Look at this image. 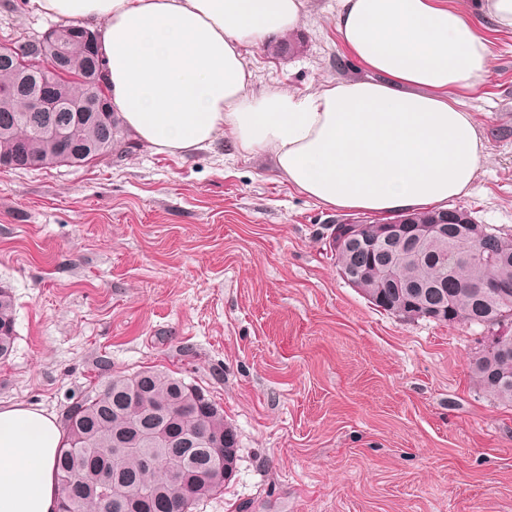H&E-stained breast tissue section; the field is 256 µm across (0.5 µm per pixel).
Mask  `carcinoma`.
<instances>
[{"mask_svg": "<svg viewBox=\"0 0 512 512\" xmlns=\"http://www.w3.org/2000/svg\"><path fill=\"white\" fill-rule=\"evenodd\" d=\"M42 58L53 59L56 47L46 40L29 46ZM27 46H0V157L12 169H28L58 163L71 150L72 165L83 166L112 156L114 127L100 121L99 113L83 112L67 119L70 140L59 150L37 135L28 119L24 95L5 91L16 87L24 67ZM68 64L61 72H48L62 92L73 93L80 81L104 62L99 49L69 38L65 45ZM484 225L461 231L448 225V244L419 267L401 266L386 296L385 312L395 317L415 299L423 287H435L448 295L446 323H464L480 329L487 338L508 328L502 343L512 346V293L501 300L478 295L479 284L488 280L512 282V233ZM503 258L495 265L478 266L472 253L482 248ZM14 299L0 288V359L9 356L15 341ZM512 363L496 359L484 347L469 362L470 377L487 398L512 406V381L498 377ZM230 427L223 408L202 398L196 386L160 369L148 368L118 375L103 389H92L67 409L65 443L55 458L61 485L59 512H191L193 505L224 491L212 478L214 449L224 444ZM132 452L118 460L103 449L112 446ZM154 453L158 466L142 464V455Z\"/></svg>", "mask_w": 512, "mask_h": 512, "instance_id": "carcinoma-1", "label": "carcinoma"}]
</instances>
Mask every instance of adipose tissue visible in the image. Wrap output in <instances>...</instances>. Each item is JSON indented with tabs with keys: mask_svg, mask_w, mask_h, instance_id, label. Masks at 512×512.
I'll return each mask as SVG.
<instances>
[{
	"mask_svg": "<svg viewBox=\"0 0 512 512\" xmlns=\"http://www.w3.org/2000/svg\"><path fill=\"white\" fill-rule=\"evenodd\" d=\"M336 30L372 81L254 93L243 51L297 30L304 0H37L99 27L115 117L150 148L186 154L232 135L335 209H444L467 197L487 145L459 89L492 50L445 0H337ZM53 416L0 406V512H58Z\"/></svg>",
	"mask_w": 512,
	"mask_h": 512,
	"instance_id": "1",
	"label": "adipose tissue"
}]
</instances>
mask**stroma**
<instances>
[{"label":"stroma","instance_id":"stroma-1","mask_svg":"<svg viewBox=\"0 0 512 512\" xmlns=\"http://www.w3.org/2000/svg\"><path fill=\"white\" fill-rule=\"evenodd\" d=\"M337 0H306L288 51L247 48L255 91L366 77L336 31ZM0 0V43L53 25ZM484 79L456 98L488 145L463 206L512 230V30L485 23ZM230 137L187 154L115 138L109 161L0 171V287L16 339L0 405L63 416L148 366L202 387L240 462L193 512H512V407L486 399L464 324L403 322L339 276V218Z\"/></svg>","mask_w":512,"mask_h":512}]
</instances>
